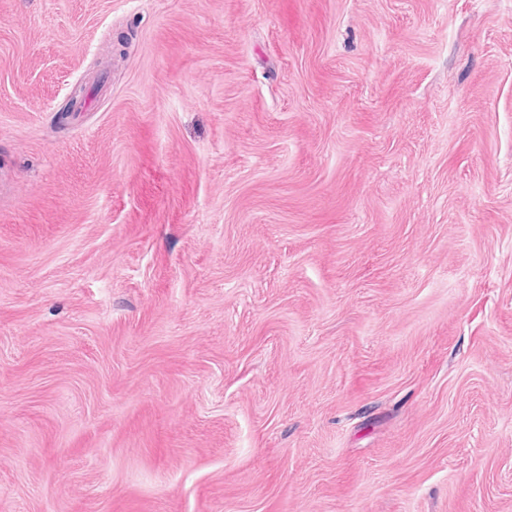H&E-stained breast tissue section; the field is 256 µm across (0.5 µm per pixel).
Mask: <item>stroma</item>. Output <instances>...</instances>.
<instances>
[{
	"label": "stroma",
	"mask_w": 512,
	"mask_h": 512,
	"mask_svg": "<svg viewBox=\"0 0 512 512\" xmlns=\"http://www.w3.org/2000/svg\"><path fill=\"white\" fill-rule=\"evenodd\" d=\"M0 512H512V0H0Z\"/></svg>",
	"instance_id": "stroma-1"
}]
</instances>
